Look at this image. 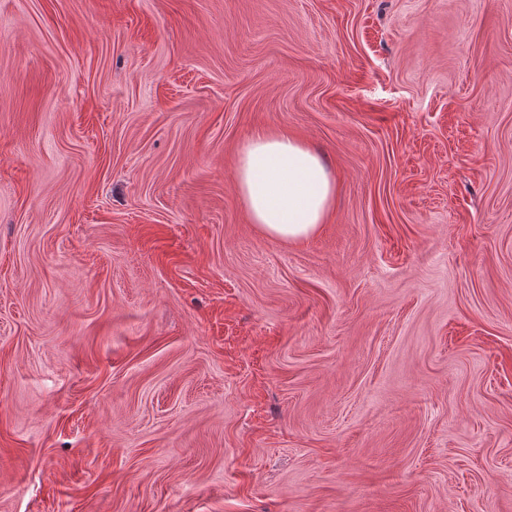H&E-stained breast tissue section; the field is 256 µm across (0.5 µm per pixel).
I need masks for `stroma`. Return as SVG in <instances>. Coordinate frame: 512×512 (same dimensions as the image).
Wrapping results in <instances>:
<instances>
[{"instance_id": "obj_1", "label": "stroma", "mask_w": 512, "mask_h": 512, "mask_svg": "<svg viewBox=\"0 0 512 512\" xmlns=\"http://www.w3.org/2000/svg\"><path fill=\"white\" fill-rule=\"evenodd\" d=\"M0 512H512V0H0ZM235 180L251 222L289 241L313 236L325 223L336 194L322 157L287 134L251 136L238 156Z\"/></svg>"}]
</instances>
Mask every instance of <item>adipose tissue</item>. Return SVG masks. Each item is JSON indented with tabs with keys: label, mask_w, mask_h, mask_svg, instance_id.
Masks as SVG:
<instances>
[{
	"label": "adipose tissue",
	"mask_w": 512,
	"mask_h": 512,
	"mask_svg": "<svg viewBox=\"0 0 512 512\" xmlns=\"http://www.w3.org/2000/svg\"><path fill=\"white\" fill-rule=\"evenodd\" d=\"M235 180L251 222L291 241L308 239L319 230L336 194L322 157L285 134L251 136L238 156Z\"/></svg>",
	"instance_id": "adipose-tissue-1"
}]
</instances>
